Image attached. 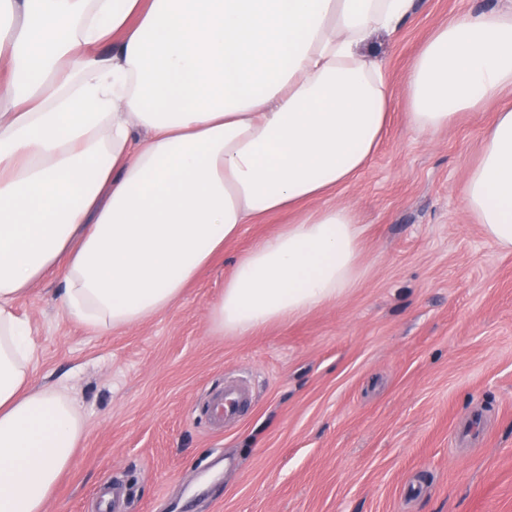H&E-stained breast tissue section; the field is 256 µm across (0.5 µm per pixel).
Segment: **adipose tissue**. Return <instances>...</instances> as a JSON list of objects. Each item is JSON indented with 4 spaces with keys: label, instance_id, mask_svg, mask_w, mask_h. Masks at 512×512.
I'll return each instance as SVG.
<instances>
[{
    "label": "adipose tissue",
    "instance_id": "obj_1",
    "mask_svg": "<svg viewBox=\"0 0 512 512\" xmlns=\"http://www.w3.org/2000/svg\"><path fill=\"white\" fill-rule=\"evenodd\" d=\"M7 3L22 28L0 50V512H44L84 419L68 394L33 386L15 301L57 275L70 320L133 326L173 307L243 225L354 180L393 108L368 39L395 37L412 0ZM508 88L512 10L437 27L403 94L427 132ZM461 192L512 250L511 106ZM361 255L350 206L307 213L236 261L212 325L248 336L337 301Z\"/></svg>",
    "mask_w": 512,
    "mask_h": 512
}]
</instances>
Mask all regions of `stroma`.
<instances>
[{
  "instance_id": "stroma-1",
  "label": "stroma",
  "mask_w": 512,
  "mask_h": 512,
  "mask_svg": "<svg viewBox=\"0 0 512 512\" xmlns=\"http://www.w3.org/2000/svg\"><path fill=\"white\" fill-rule=\"evenodd\" d=\"M511 0H414L378 36L395 104L368 168L308 204H346L361 275L340 300L250 336L214 332L209 307L237 259L300 214L243 225L173 308L102 334L67 319L51 277L19 300L32 381L84 409L85 435L45 512H95L122 480L130 512H512V251L460 194L512 92L448 128L409 126L403 85L434 29ZM246 377L253 403L214 433L208 389Z\"/></svg>"
}]
</instances>
